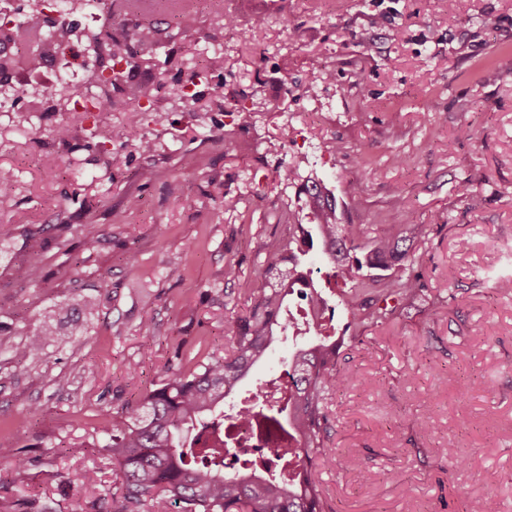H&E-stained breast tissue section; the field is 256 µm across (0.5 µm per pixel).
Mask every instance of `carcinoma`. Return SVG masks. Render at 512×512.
I'll return each instance as SVG.
<instances>
[{
	"mask_svg": "<svg viewBox=\"0 0 512 512\" xmlns=\"http://www.w3.org/2000/svg\"><path fill=\"white\" fill-rule=\"evenodd\" d=\"M163 7L188 29L192 26L195 5L191 0H163ZM45 8L37 6L26 21L15 24L0 18V41L23 42L32 48L24 64L36 69L53 59L56 45L67 41L71 29L50 33L54 25ZM163 32L157 26L139 22L125 23L116 30L101 29L87 37L98 70L110 71L94 103L99 112H111L115 107L112 92L124 98L127 140L139 151L149 152L153 143L141 134L144 110L141 102L152 96L146 86L133 83L115 72V64L125 61L138 68L151 65L152 58L136 51L139 46L161 41ZM18 61L0 56V88L13 90V78ZM224 70V57L214 55L208 65L189 74L185 81L168 85L171 99L195 106L199 99L189 91V85L211 87V96L222 97V86L211 85L213 74ZM306 206L312 210L315 223L291 225V235L285 245H274L261 276L265 285L250 297L245 315L237 317L231 327L234 348L231 354L200 364L189 373H174L161 387L144 396L140 405L129 413V421L121 429L104 424L100 433L109 438L106 447L112 451L122 478V508L130 512L147 507V512H333L322 497L319 483L312 477L309 465L324 452L328 437L327 399L338 389L363 381V378L336 368V347L312 342L299 350L295 358L293 387L301 395V404L293 418L274 411H247L245 419L256 421L259 428L276 426L296 457L295 478L289 483L275 479H257L246 475H224V449L215 448L202 439V433L224 411V397L232 392L266 354L269 337L276 328L285 331L293 323L280 322L283 304V273L278 264L282 252H288L292 268H297L300 256L319 243L335 267L327 276L330 288L340 286L346 291L340 301L348 306L350 325L364 328L381 323L386 314L375 306L378 300L392 297L408 302L423 292V284L411 270L416 262L411 239L420 240L427 234V225L410 224L405 236H382L363 257L352 256L362 248L368 225L350 224L346 230L336 222V208L307 189ZM395 267L396 277L368 275L364 269L386 271ZM54 332L43 328L30 333L25 347L38 352ZM22 466L14 446L0 440V464Z\"/></svg>",
	"mask_w": 512,
	"mask_h": 512,
	"instance_id": "obj_1",
	"label": "carcinoma"
}]
</instances>
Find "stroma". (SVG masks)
Returning a JSON list of instances; mask_svg holds the SVG:
<instances>
[{
  "instance_id": "stroma-1",
  "label": "stroma",
  "mask_w": 512,
  "mask_h": 512,
  "mask_svg": "<svg viewBox=\"0 0 512 512\" xmlns=\"http://www.w3.org/2000/svg\"><path fill=\"white\" fill-rule=\"evenodd\" d=\"M222 10L233 26L216 23L207 0L189 29L142 16L168 31L155 67L129 75L152 89L151 153L127 142L121 111L71 112L54 98L0 110V176L13 186L0 199V439L24 461L0 468V512L21 499L119 512L101 424L122 425L171 373L228 354L270 245L312 221L301 192L311 183L339 223H370L369 238L429 227L414 244L422 298L358 336L336 308V364L364 381L328 400L315 471L335 512H465L480 497L512 512V293L496 287L512 278V0H223ZM213 42L224 46L214 76L224 104L204 88L187 111L162 87ZM322 69L334 80H314ZM241 103L246 127L233 114ZM65 122L78 133L64 142L52 130ZM88 224L100 227L92 248ZM23 265L39 282L19 276ZM46 323L55 336L18 358L13 345ZM309 340L279 336L242 389ZM449 441L463 464L441 454ZM75 443L83 453H67Z\"/></svg>"
}]
</instances>
